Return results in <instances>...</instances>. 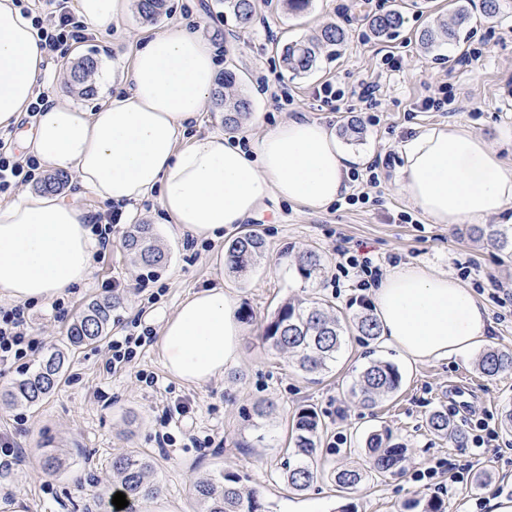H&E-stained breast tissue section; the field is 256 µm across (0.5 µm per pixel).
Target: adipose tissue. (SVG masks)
<instances>
[{
	"label": "adipose tissue",
	"mask_w": 512,
	"mask_h": 512,
	"mask_svg": "<svg viewBox=\"0 0 512 512\" xmlns=\"http://www.w3.org/2000/svg\"><path fill=\"white\" fill-rule=\"evenodd\" d=\"M130 0H78L89 28L112 33ZM46 51L13 0H0V128L17 124L44 76ZM222 67L197 32L171 23L121 69L122 88L85 112L53 102L25 146L42 165L76 172L101 203L133 206L158 193L177 230L216 240L265 201L325 210L347 189L352 161L333 129L305 117L257 127L247 146L218 129L188 137ZM399 193L430 223L453 226L512 206V165L462 125L417 128L399 145ZM73 199L20 195L0 211V295L51 302L85 284L97 246ZM387 343L414 361L459 357L486 342L490 320L453 277L394 267L373 290ZM221 288L189 295L163 328L161 352L177 378L203 384L238 363L242 323Z\"/></svg>",
	"instance_id": "ef3b65f1"
}]
</instances>
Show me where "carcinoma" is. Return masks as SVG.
Listing matches in <instances>:
<instances>
[{
  "instance_id": "carcinoma-1",
  "label": "carcinoma",
  "mask_w": 512,
  "mask_h": 512,
  "mask_svg": "<svg viewBox=\"0 0 512 512\" xmlns=\"http://www.w3.org/2000/svg\"><path fill=\"white\" fill-rule=\"evenodd\" d=\"M166 0H137L139 15L146 21L157 19L165 8ZM224 7L243 26L252 22L255 5L253 0H224ZM481 10L488 19L512 15V0H481ZM403 14L396 10L374 14L369 27L377 37L390 36L404 24ZM471 24V12L460 5L451 23L438 22L424 28L419 35L423 47L432 50L444 40L450 44L458 42ZM346 38L345 29L331 24L321 30L316 39L301 40L288 45L283 54L285 66L299 74L312 71L320 58L322 49L338 46ZM97 69V61L85 57L71 72L73 83L81 86L79 93L94 92L89 78ZM234 84L233 74L224 73L219 87L213 94V103L224 108V124L234 123L239 115L249 111L248 101L241 97H227L224 89ZM473 233L477 238H487L502 251H512V226L487 224L476 226ZM125 247L147 266H156L165 259V253L155 243L152 225L137 224L125 238ZM264 256V242L256 234L245 233L225 247L224 264L227 269L241 275L253 268ZM297 273L306 280L318 277L323 269L322 256L306 250L295 256ZM115 301H93L67 330L66 348L55 349L45 356L38 366L19 379L3 400L10 405H30L49 395L58 385L67 350L97 342L105 336L112 324ZM357 333L374 340L380 335L378 320L370 309L353 316ZM349 338V326L345 319L330 312L323 304L313 300H286L273 313L263 328L262 339L269 349L292 358L296 367L310 376L328 372L336 363L337 356ZM481 373L494 377L505 371H512V349L490 347L478 361ZM402 380L399 369L385 361L372 360L360 372L349 388V399L365 407H373L380 400L391 396L400 387ZM428 426L437 436L458 441L461 429L448 418V410L434 411ZM321 421L318 414L305 408L297 411L291 419L288 454L276 469V477L295 491H304L322 477L317 463ZM366 456L369 465L358 464L336 469L334 476L339 491L350 493L370 474H397L405 471L409 456L407 449L394 443L386 431H373L365 439ZM113 484L126 495L128 505L137 507L140 503L155 498L160 486L155 480L153 461L145 456L122 454L112 458ZM194 492L199 512H266L264 504L254 490L240 484V479L222 471L208 472L194 481Z\"/></svg>"
}]
</instances>
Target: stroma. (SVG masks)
Returning a JSON list of instances; mask_svg holds the SVG:
<instances>
[{
	"label": "stroma",
	"instance_id": "35a3bbf8",
	"mask_svg": "<svg viewBox=\"0 0 512 512\" xmlns=\"http://www.w3.org/2000/svg\"><path fill=\"white\" fill-rule=\"evenodd\" d=\"M393 0H312L302 14L289 13L285 0H260L249 26L237 24L225 12L224 0H166L165 12L154 22L137 11L113 30L96 35L47 60L42 86L51 98L65 99L94 111L112 94V69L130 62L138 45L159 33L168 23L192 26L220 53L226 71L235 75V91L250 102V109L272 124L287 118L276 110L260 80L281 78L294 90L297 115L343 129L358 120L363 133L344 140V147L369 165L379 156L397 153L402 140L418 126L462 123L485 140L506 163L512 164V16L487 20L477 0H471V31L453 45L424 51L421 30L436 21H451L460 0H402L403 27L391 38L374 37L367 15L389 9ZM342 24L347 30L338 49H324L317 67L297 75L282 59L286 44L319 36L323 27ZM471 48L483 49L481 59L465 62ZM383 50L401 60L400 71L384 77L377 98V122L367 113L319 109L311 92L325 79L336 77L352 86L377 72ZM98 62L95 95L86 97L68 83L71 66L81 57ZM447 85L454 103L449 112H420L414 102ZM397 165L382 173V183L372 189L368 204L350 206L345 201L322 212H311L288 202H266L264 208L238 228L225 232L223 241L188 244L177 234L156 198L127 208L124 220L112 234V248L95 257L90 280L67 297L64 316L49 305H35L33 326L41 341L40 355L63 346L68 327L94 300L119 299L113 329L133 319L161 333L185 298L195 291L222 285L238 298L252 321L243 322L238 363L223 376L204 384H188L168 373L158 345L147 346L136 359L137 368L155 373L149 388L133 373L105 369L106 344L97 342L73 350L59 387L33 406H0V432L13 435L24 450L8 478H0V496L11 494L0 512H98L86 485L107 486L112 481L113 456L138 453L153 458L162 487L157 498L145 502L140 512H194L193 483L204 472L224 471L257 489L268 512H407L415 499L437 495L450 512H490L489 501L499 486L512 487V432H501L502 449L476 456L469 442H449L430 432L429 414L453 409L458 426L490 416L501 421L512 408V371L495 377L483 375L478 352L444 360L408 361L385 338L372 342L351 336L330 372L311 381L293 367L287 356L273 353L262 339V327L287 299L315 297L335 311L353 316L371 292L358 288L354 277L337 269V246H345L372 259L389 272L390 259L448 274L470 288L492 321L491 344L512 348V305H501L495 287L512 290V255L493 242L473 241L470 227L432 224L397 192ZM411 214L412 223L400 220ZM152 225L167 259L162 266L135 262L124 246L133 225ZM252 231L265 242L264 258L244 275L223 272L218 259L226 241ZM314 250L324 258L320 277L306 280L295 269L294 257ZM117 280L118 289H107ZM160 292L152 308H145L147 292ZM373 359L396 365L402 374L399 392L364 408L350 403L346 391L362 368ZM193 407L188 418L171 416L177 402ZM273 404L272 413L257 417L256 408ZM313 408L323 424L318 464L323 476L308 490L293 491L270 477L286 448L293 413ZM23 425H16V418ZM390 429L392 439L409 450L410 461L398 475L369 476L352 495L337 490L330 474L341 464H357L365 457V437L373 430ZM170 433L172 448L159 445ZM54 453L65 463L63 472L46 475L41 460ZM445 462L449 473L478 476L489 472V483L451 486L439 493L434 483L416 480V471Z\"/></svg>",
	"mask_w": 512,
	"mask_h": 512
}]
</instances>
